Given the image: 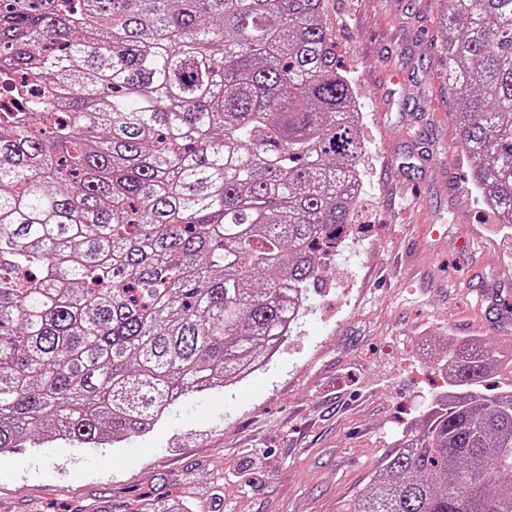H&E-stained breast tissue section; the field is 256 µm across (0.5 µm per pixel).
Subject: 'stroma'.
I'll use <instances>...</instances> for the list:
<instances>
[{
  "label": "stroma",
  "mask_w": 512,
  "mask_h": 512,
  "mask_svg": "<svg viewBox=\"0 0 512 512\" xmlns=\"http://www.w3.org/2000/svg\"><path fill=\"white\" fill-rule=\"evenodd\" d=\"M440 0H326L361 104L363 192L315 311L236 387L194 395L143 437H25L0 512H343L447 385L454 339L512 356V230L460 146Z\"/></svg>",
  "instance_id": "obj_1"
}]
</instances>
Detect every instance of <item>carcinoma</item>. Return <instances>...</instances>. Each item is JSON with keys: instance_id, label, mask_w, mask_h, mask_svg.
<instances>
[{"instance_id": "1", "label": "carcinoma", "mask_w": 512, "mask_h": 512, "mask_svg": "<svg viewBox=\"0 0 512 512\" xmlns=\"http://www.w3.org/2000/svg\"><path fill=\"white\" fill-rule=\"evenodd\" d=\"M325 0H0V455L151 431L313 312L362 193ZM473 181L512 228V0H443ZM448 346L345 512H512V384Z\"/></svg>"}]
</instances>
